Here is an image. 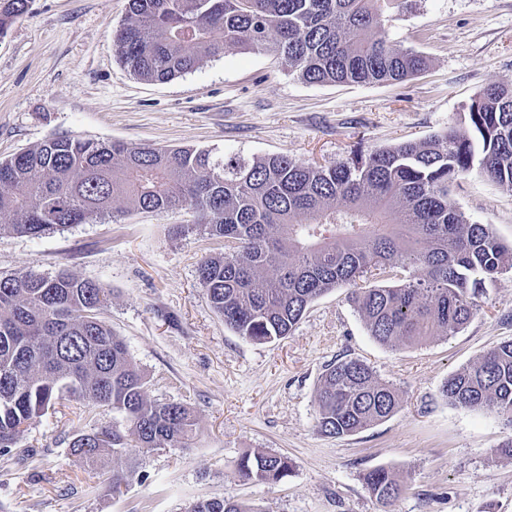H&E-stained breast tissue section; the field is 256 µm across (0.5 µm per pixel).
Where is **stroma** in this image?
I'll return each mask as SVG.
<instances>
[{"instance_id":"1","label":"stroma","mask_w":512,"mask_h":512,"mask_svg":"<svg viewBox=\"0 0 512 512\" xmlns=\"http://www.w3.org/2000/svg\"><path fill=\"white\" fill-rule=\"evenodd\" d=\"M127 10L128 0H31L0 38V160L72 135L336 163L465 124L484 87L512 86V0H413L389 37L427 56V69L366 85L308 84L276 52L241 48L166 83L141 81L112 42ZM449 190L471 222L512 245V193L475 171ZM115 207V221L41 238L0 234V274L67 270L99 281L110 294L101 318L126 343L147 397L188 406L197 432L186 448L132 449L136 473L115 495L72 455L86 425L69 403L22 433L29 457L0 456V512H185L202 498L260 512H512V457L494 453L512 431L441 393L453 372L512 340V270L486 283L477 313L451 337L380 344L344 286L314 301L286 338L257 343L225 327L198 280L223 239L194 229L188 209ZM349 359L401 403L354 435L326 437L317 389L329 364ZM255 451L287 455L291 473L273 485L240 479L238 462ZM375 468L404 486L391 505L363 481Z\"/></svg>"}]
</instances>
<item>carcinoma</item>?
<instances>
[{"label":"carcinoma","instance_id":"obj_1","mask_svg":"<svg viewBox=\"0 0 512 512\" xmlns=\"http://www.w3.org/2000/svg\"><path fill=\"white\" fill-rule=\"evenodd\" d=\"M410 2L128 0L113 43L145 81L171 80L239 47L274 49L309 84H395L428 66L388 36L393 14ZM28 8L29 0H0V35ZM468 116L466 127L329 164L54 136L0 162V232L43 237L112 218L117 200L147 213L188 207L204 232L224 239V254L201 262L199 282L245 339L290 335L310 303L343 285L353 286L350 300L381 344L453 336L477 311L485 280L512 269V247L449 198V183L475 169L512 192V88L488 85ZM398 268L406 275L388 283ZM107 300L100 283L66 270L0 276V456L48 412L80 402L93 428L73 440L72 454L111 475L117 492L135 474L126 437L143 450L185 447L197 421L180 402L147 398L125 342L99 317ZM442 396L512 428V340L452 374ZM316 401V427L327 437L359 432L400 404L352 359L329 365ZM98 406L120 424L96 426ZM291 469L288 456L263 451L238 464L241 478L265 484ZM365 482L382 504L401 493L385 468ZM187 512L255 510L213 498Z\"/></svg>","mask_w":512,"mask_h":512}]
</instances>
